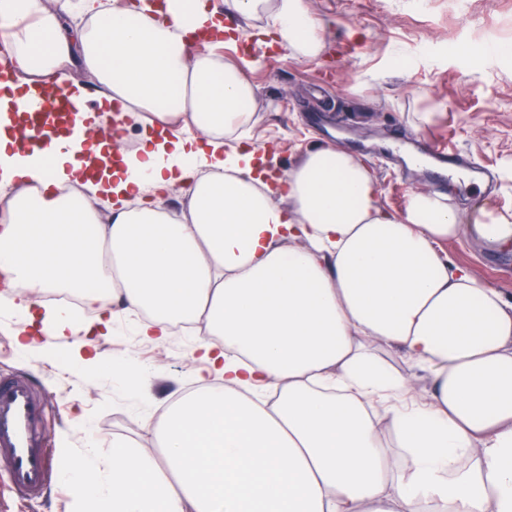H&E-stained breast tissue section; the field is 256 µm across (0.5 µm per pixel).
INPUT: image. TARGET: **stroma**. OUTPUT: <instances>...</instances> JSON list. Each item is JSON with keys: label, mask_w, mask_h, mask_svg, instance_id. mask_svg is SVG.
Segmentation results:
<instances>
[{"label": "stroma", "mask_w": 512, "mask_h": 512, "mask_svg": "<svg viewBox=\"0 0 512 512\" xmlns=\"http://www.w3.org/2000/svg\"><path fill=\"white\" fill-rule=\"evenodd\" d=\"M323 24L326 48L306 59L270 50L251 61L252 22H245L226 61L242 69L257 89L251 134L287 175L306 151L338 145L364 161L379 186V205L403 211L412 191L451 195L466 209L486 206L512 213V0H306ZM332 78L328 93L318 75ZM437 137L498 174L496 191L482 179L438 180L407 165L402 156L386 164L372 159L394 136ZM442 254L470 266L489 286L512 301V251H491L462 237L443 244ZM21 317L0 301V375L27 369L46 407L44 428L51 438L52 482L38 498L13 495L5 512H73L64 482L61 449L84 451L95 442L98 463L112 453V441L150 448L143 414L185 393L199 367L192 352L199 336L155 344L112 331L94 339L102 363L131 358L155 370L139 394L115 377L89 376L79 357L82 333L37 335L27 351L14 342Z\"/></svg>", "instance_id": "obj_1"}]
</instances>
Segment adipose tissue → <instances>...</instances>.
<instances>
[{
  "label": "adipose tissue",
  "mask_w": 512,
  "mask_h": 512,
  "mask_svg": "<svg viewBox=\"0 0 512 512\" xmlns=\"http://www.w3.org/2000/svg\"><path fill=\"white\" fill-rule=\"evenodd\" d=\"M230 7L291 54L324 49L305 0ZM0 27L15 75L78 108L73 136L24 153L0 94V283L83 289L90 335L112 330L106 297L145 313L136 335L209 334L196 388L144 419L154 447L115 440L103 467L63 450L78 512H512V303L437 251L462 235L512 250L511 214L427 191L384 210L334 145L274 179L250 141L254 86L194 43L228 31L215 0H0ZM126 117L130 151L100 133ZM175 186L184 208L162 204ZM16 307L49 336L79 324Z\"/></svg>",
  "instance_id": "obj_1"
}]
</instances>
